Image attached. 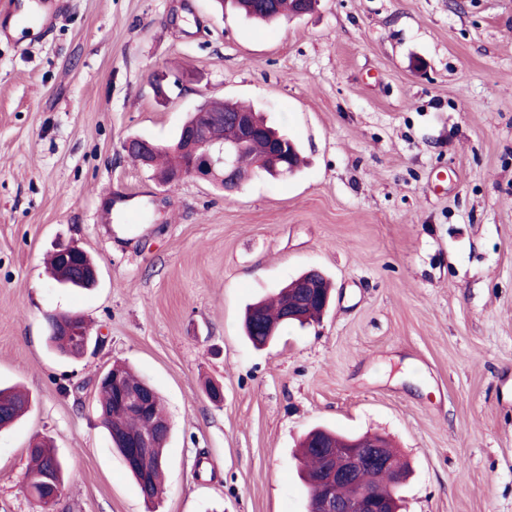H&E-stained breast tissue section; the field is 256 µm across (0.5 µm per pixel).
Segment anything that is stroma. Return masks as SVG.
Masks as SVG:
<instances>
[{"label":"stroma","mask_w":512,"mask_h":512,"mask_svg":"<svg viewBox=\"0 0 512 512\" xmlns=\"http://www.w3.org/2000/svg\"><path fill=\"white\" fill-rule=\"evenodd\" d=\"M66 3L0 40V386L32 398L0 430V512H308L316 427L386 436L403 512H512V0H319L268 26L213 0ZM207 96L261 108L302 171L171 190L126 155ZM61 241L96 287L49 279ZM312 268L328 313L255 349L247 305ZM50 312L90 323L82 357L49 346ZM116 360L171 425L152 510L97 413ZM37 435L67 467L50 507L23 486Z\"/></svg>","instance_id":"obj_1"}]
</instances>
